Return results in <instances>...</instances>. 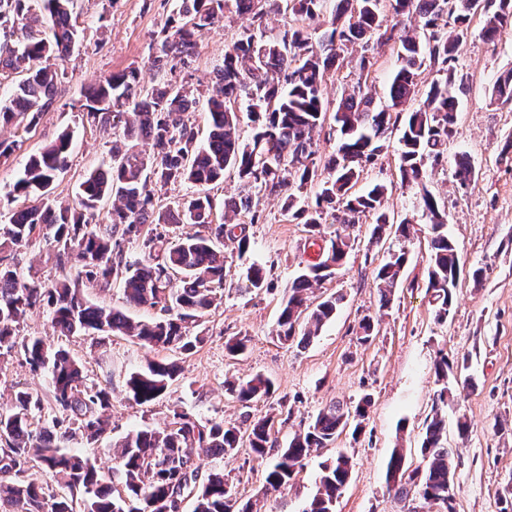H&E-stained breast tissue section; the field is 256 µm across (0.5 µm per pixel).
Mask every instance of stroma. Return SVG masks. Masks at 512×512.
Instances as JSON below:
<instances>
[{"instance_id": "35a3bbf8", "label": "stroma", "mask_w": 512, "mask_h": 512, "mask_svg": "<svg viewBox=\"0 0 512 512\" xmlns=\"http://www.w3.org/2000/svg\"><path fill=\"white\" fill-rule=\"evenodd\" d=\"M173 9L174 0H116L111 6L106 0H78V24L84 31L80 54L65 66L54 107L23 135L10 161L0 163V195H6L31 153L67 129L73 146L66 171L54 183V195L60 202H73L83 175L108 159L112 147L111 135L79 110L83 89L131 66L140 69L144 82H151L150 45L160 38ZM249 24L247 16L225 11L219 24L199 35L190 69L176 70L173 80L190 87L196 97H207L225 49ZM458 55L468 92L460 102L459 134L448 152H467L478 176L468 188H458L449 162L429 172L427 180L428 190L446 210L448 234L460 260L457 296L447 321H438L426 293L430 229L415 192L399 186V142L394 139L359 185L385 183L384 205L393 221H411L410 235L392 234L373 245L371 224L360 225L345 264L315 290L319 296L343 295L341 308L307 345L282 342L275 334L283 294L312 258L305 247L307 229L284 216L278 198L262 193L253 196L263 219L247 227V253L224 250V301L206 318L204 342L183 359L180 382L154 403L139 405L129 399L126 380L156 359V352L123 336L61 339L46 309L29 311L20 337L62 344L83 362L87 383L112 393L109 435L91 446L74 438L69 450L111 468L113 439L137 427L162 426L175 403L204 422L240 423L242 408L229 386L260 374L273 382L274 392L254 403L251 412L272 418L277 448L325 406L338 401L352 408L363 397L371 399L362 434L355 438L343 433L331 447L311 452L288 489L259 500L262 512H302L316 491L321 463L339 451L352 458L353 471L337 512H404L386 490L387 460L392 449L400 448L410 464H420L422 426L439 388L434 364L445 351L452 357L469 356L471 378L469 384L454 386L455 398L445 412L456 464L452 505L455 512H502L504 489L512 483V162L501 161L500 152L512 132V112L491 104L490 87L499 74L512 70V34L493 47L472 34ZM401 248L409 257L404 284L396 288L390 307L383 308L375 269L388 251ZM253 262L266 268L267 289H247L245 269ZM479 266L486 267L487 275L477 284L469 270ZM366 315L378 325L376 336L363 344L357 332ZM236 337L247 341L240 356L225 349L226 341ZM8 367L9 375L0 383V410L7 409L14 387L48 396L46 371H32L18 352L11 354ZM285 408L292 412L287 420L281 415ZM462 416L470 423L463 437L456 429ZM200 463L206 472L230 471L242 500L259 499L265 460L243 449L229 460L205 455Z\"/></svg>"}]
</instances>
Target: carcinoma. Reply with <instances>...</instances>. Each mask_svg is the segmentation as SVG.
<instances>
[{
  "mask_svg": "<svg viewBox=\"0 0 512 512\" xmlns=\"http://www.w3.org/2000/svg\"><path fill=\"white\" fill-rule=\"evenodd\" d=\"M231 6L251 16L256 30H245L224 52L204 105L208 132L202 143L189 117L198 101L167 74L190 67L196 34L213 27ZM74 9V0H0V77L18 76L10 96L0 98L1 132L28 131L53 108L65 78L60 62L80 50L83 40ZM272 11L286 24L270 37L266 17ZM476 19L482 38L496 44L512 31V0H181L151 46L153 84H142L139 69L127 67L86 92L88 120L113 135L109 163L84 175L75 205L53 204V184L71 146L70 133L63 132L29 157L6 193L7 201L22 198L28 205L12 210L0 224V378L7 372L5 357L19 347L33 370L47 371L51 402L16 390L11 407L0 412V512H185L189 501L192 512H254L224 472L201 475L202 453L232 457L246 446L255 457L269 459L265 492H280L311 452L331 445L348 426L353 436L362 433L368 397L353 410L339 403L320 410L304 432L273 448L271 419L249 412L252 403L273 393L272 381L256 375L231 386L246 408V430L202 422L175 404L164 426L121 437L115 465L105 471L83 455L63 451L61 444L77 432L90 443L100 439L112 409L109 392L86 384L82 365L66 349L37 337L17 341L18 325L38 306L48 311L61 336H127L159 352L191 353L204 341L192 331L223 299L224 246L241 253L249 248L246 226L237 216L245 213L256 224L261 215L246 193L224 201V223L214 226L209 194L164 207L151 186L189 181L205 187L232 170L244 188L281 197L285 215L306 225L309 246L319 248L318 260L288 288L276 327L285 343L310 341L342 301L331 294L312 306L310 294L345 263L357 225L372 218L370 243L376 245L393 225L382 208L387 186L374 183L359 190L357 184L395 130L401 131L400 185L418 190L421 216L432 233L426 292L437 319L446 320L458 286L459 258L447 215L427 189V167L447 160L448 143L458 132L467 86L457 78V52ZM388 49L397 50L399 64L389 83V104L380 108L370 79ZM344 64L351 66L353 82L332 107L324 100L323 85L327 74ZM427 71L440 78L425 87ZM491 101L512 107L511 70L495 79ZM243 111L254 123L248 143L239 135ZM329 111L340 140L336 154L320 166L314 133ZM454 176L461 189L475 180L470 156L455 157ZM317 178L320 191L309 201L303 190ZM105 200L112 208L105 220L96 221ZM176 224L207 226L210 232L172 236L166 227ZM45 230L52 233L58 273L47 287L18 270L13 252ZM124 242L138 245L142 258L128 260ZM407 261L406 253L393 252L377 268L380 307L391 303ZM246 281L263 289L265 269L250 265ZM85 283L103 292L117 283L128 304L162 315L135 321L122 309L84 297ZM467 367L468 358L440 353L435 374L443 385L424 428L421 464L410 468L400 448L389 456L387 491L407 512H430L434 505L454 512V454L442 409L452 394L449 380L460 379ZM181 372L174 360H152L129 375L127 395L138 405L151 404L181 380ZM34 469L50 473L55 486L32 479ZM352 470V459L343 452L323 462L317 490L302 512H336Z\"/></svg>",
  "mask_w": 512,
  "mask_h": 512,
  "instance_id": "cac0c4a2",
  "label": "carcinoma"
}]
</instances>
